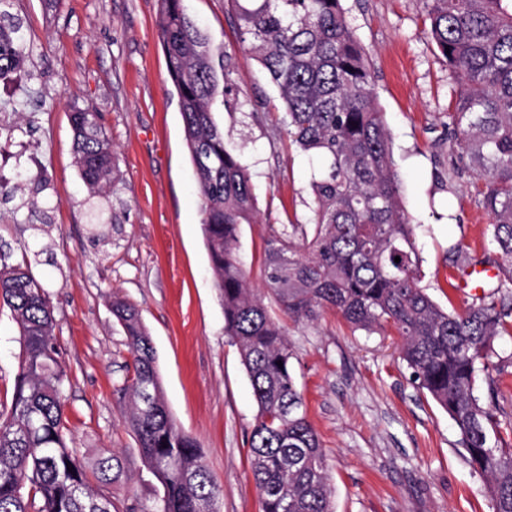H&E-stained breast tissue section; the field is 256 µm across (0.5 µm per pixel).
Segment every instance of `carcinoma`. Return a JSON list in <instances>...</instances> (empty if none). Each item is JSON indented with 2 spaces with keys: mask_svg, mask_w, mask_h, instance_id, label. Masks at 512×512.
Here are the masks:
<instances>
[{
  "mask_svg": "<svg viewBox=\"0 0 512 512\" xmlns=\"http://www.w3.org/2000/svg\"><path fill=\"white\" fill-rule=\"evenodd\" d=\"M157 2L224 336L240 353L258 407L249 452L263 512H332L320 440L295 381L285 330L267 299L296 320L331 309L357 329L396 337L413 384L448 413L467 461L489 480L492 512H512V419L500 418L477 395L479 375L492 392L493 374H501L494 343L512 336V306L480 297L446 312L422 288L415 225L401 204L375 76L341 0H228L240 42L278 90L288 138L321 163L311 181L308 222L271 227L259 292L250 288L238 250L241 226L256 223V195L210 109L231 90L233 57L215 52L183 0ZM12 3L0 0V80L18 73L29 55ZM423 8L455 83L451 151L477 176L508 279L498 288L512 286V0H423ZM70 120L83 182L93 193L113 185L112 142L98 115L77 110ZM0 300L19 327L21 346L10 408L0 417V512H112L111 498L97 485L117 481L122 461L112 455L88 464L68 444V374L48 292L29 260H0ZM112 315L132 356L125 385L131 426L145 465L163 486L155 512L212 508L219 487L197 440L170 415L138 309L115 296Z\"/></svg>",
  "mask_w": 512,
  "mask_h": 512,
  "instance_id": "obj_1",
  "label": "carcinoma"
}]
</instances>
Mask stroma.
<instances>
[{"mask_svg": "<svg viewBox=\"0 0 512 512\" xmlns=\"http://www.w3.org/2000/svg\"><path fill=\"white\" fill-rule=\"evenodd\" d=\"M364 47L393 141L401 201L423 259L422 285L460 310L457 267L496 266L490 218L472 170L454 169L448 142L452 82L423 24L420 0H342ZM213 47L235 62L234 91L212 112L247 168L258 221L241 227L240 251L261 286L269 225L306 223L316 157L272 138L276 87L242 48L225 0H183ZM33 53L22 79L0 82V173L33 175L0 194V252L35 256L32 271L54 307L70 382L65 421L85 460L118 454L122 479L108 492L116 512H154L163 488L144 465L124 389L130 353L112 315L113 295L139 310L157 351L165 401L195 437L219 486L217 512H262L250 472L257 404L204 243L201 200L178 95L156 27L157 0H15ZM33 96H26V89ZM93 107L117 167L109 192L90 193L75 164L69 115ZM105 211V223L92 216ZM307 416L325 454L333 512H491L484 479L466 460L447 413L410 381L392 338L354 328L339 314L283 318ZM19 330L0 304V414L19 365Z\"/></svg>", "mask_w": 512, "mask_h": 512, "instance_id": "obj_1", "label": "stroma"}]
</instances>
